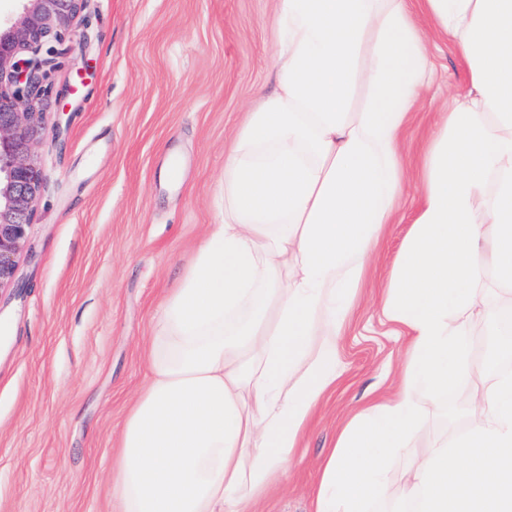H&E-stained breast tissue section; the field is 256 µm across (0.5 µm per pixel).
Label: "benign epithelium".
<instances>
[{"label":"benign epithelium","instance_id":"1","mask_svg":"<svg viewBox=\"0 0 512 512\" xmlns=\"http://www.w3.org/2000/svg\"><path fill=\"white\" fill-rule=\"evenodd\" d=\"M21 26L0 30V288L16 283L17 262L28 239L44 181L34 143L46 120L40 109L52 95L61 101L74 85L56 88L62 66L55 45L66 35L86 0H29Z\"/></svg>","mask_w":512,"mask_h":512}]
</instances>
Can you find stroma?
<instances>
[{
  "label": "stroma",
  "mask_w": 512,
  "mask_h": 512,
  "mask_svg": "<svg viewBox=\"0 0 512 512\" xmlns=\"http://www.w3.org/2000/svg\"><path fill=\"white\" fill-rule=\"evenodd\" d=\"M277 0H87L55 85L90 73L69 110L55 99L36 145L44 183L18 261L23 294L0 290V512H114L112 458L146 380L161 303L224 205V156L271 94ZM401 141L420 177L439 109L465 82L456 51ZM418 204L386 225L338 340L342 375L263 512H313L319 465L364 398L390 392L402 337L375 301Z\"/></svg>",
  "instance_id": "obj_1"
}]
</instances>
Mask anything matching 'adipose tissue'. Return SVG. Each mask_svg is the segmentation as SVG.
Returning a JSON list of instances; mask_svg holds the SVG:
<instances>
[{"instance_id": "obj_1", "label": "adipose tissue", "mask_w": 512, "mask_h": 512, "mask_svg": "<svg viewBox=\"0 0 512 512\" xmlns=\"http://www.w3.org/2000/svg\"><path fill=\"white\" fill-rule=\"evenodd\" d=\"M279 0L276 91L224 158V212L167 294L112 463L115 512H260L341 376L337 340L409 186L400 138L447 40L442 113L378 305L391 393L341 426L314 512H512V370L473 355L512 307V0ZM365 90L361 106L353 101ZM467 386L463 427L424 415Z\"/></svg>"}]
</instances>
